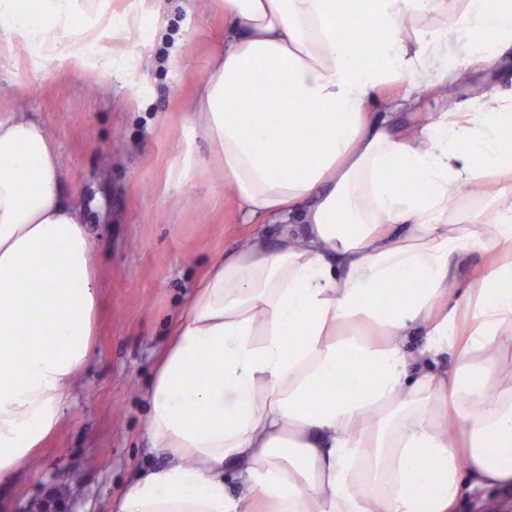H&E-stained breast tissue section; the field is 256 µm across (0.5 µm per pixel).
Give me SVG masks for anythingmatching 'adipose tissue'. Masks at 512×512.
<instances>
[{"label":"adipose tissue","instance_id":"ef3b65f1","mask_svg":"<svg viewBox=\"0 0 512 512\" xmlns=\"http://www.w3.org/2000/svg\"><path fill=\"white\" fill-rule=\"evenodd\" d=\"M0 36L78 59L93 31L77 0H0ZM510 46L512 0L453 20L448 0H224L189 108L242 222L283 230L196 281L145 392L165 462L114 512H456L512 486V191L490 221L456 207L512 178V100L405 134L371 109L391 80L445 87L451 49ZM61 173L41 120L0 117V480L57 432L95 348L96 247ZM475 250L488 265L449 300Z\"/></svg>","mask_w":512,"mask_h":512}]
</instances>
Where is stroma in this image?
<instances>
[{
    "label": "stroma",
    "instance_id": "obj_1",
    "mask_svg": "<svg viewBox=\"0 0 512 512\" xmlns=\"http://www.w3.org/2000/svg\"><path fill=\"white\" fill-rule=\"evenodd\" d=\"M133 34L86 15L94 48L77 63L0 43V114L26 110L57 140L63 190L83 206L99 261L94 353L57 434L33 466L0 483V512H38L48 493L66 512H112L131 475L162 464L145 432L142 394L171 324L209 262L280 226L241 223L224 168L193 132L187 103L224 50V11L213 0H106ZM115 65L103 73L100 53ZM453 97L412 105L400 82L375 109L475 112L484 96L512 98V48L488 69L466 54L448 62Z\"/></svg>",
    "mask_w": 512,
    "mask_h": 512
}]
</instances>
